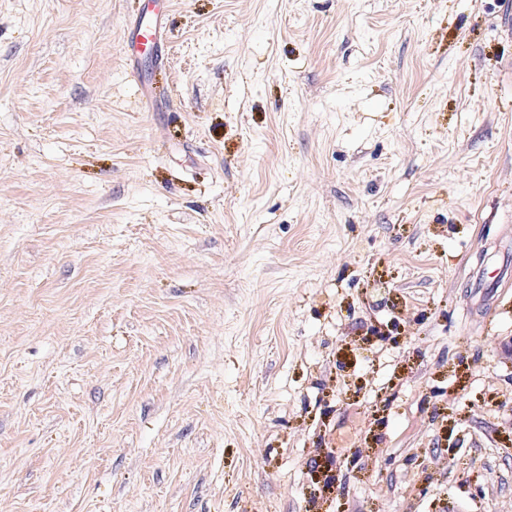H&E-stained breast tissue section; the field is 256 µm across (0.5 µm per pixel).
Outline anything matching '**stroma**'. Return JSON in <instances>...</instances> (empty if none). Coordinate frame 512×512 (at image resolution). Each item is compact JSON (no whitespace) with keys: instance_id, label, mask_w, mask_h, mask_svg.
Masks as SVG:
<instances>
[{"instance_id":"stroma-1","label":"stroma","mask_w":512,"mask_h":512,"mask_svg":"<svg viewBox=\"0 0 512 512\" xmlns=\"http://www.w3.org/2000/svg\"><path fill=\"white\" fill-rule=\"evenodd\" d=\"M0 0V512H512V0ZM166 39L165 14L162 13L161 3L152 2L130 27L129 44L127 46L130 47L132 53H140L147 48L159 52Z\"/></svg>"}]
</instances>
